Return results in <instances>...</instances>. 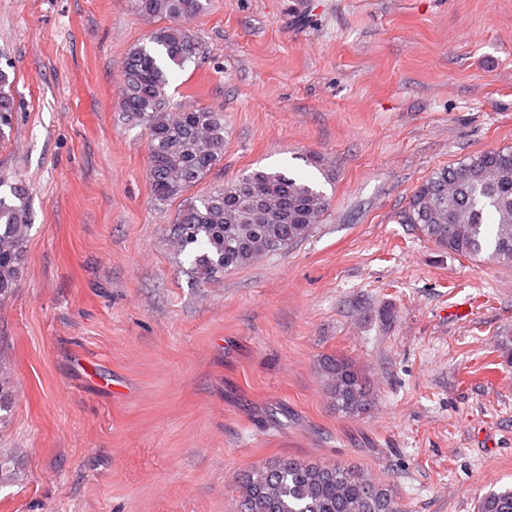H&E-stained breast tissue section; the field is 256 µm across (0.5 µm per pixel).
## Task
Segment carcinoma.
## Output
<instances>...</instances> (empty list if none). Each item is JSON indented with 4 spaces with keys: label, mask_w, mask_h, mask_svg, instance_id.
Segmentation results:
<instances>
[{
    "label": "carcinoma",
    "mask_w": 512,
    "mask_h": 512,
    "mask_svg": "<svg viewBox=\"0 0 512 512\" xmlns=\"http://www.w3.org/2000/svg\"><path fill=\"white\" fill-rule=\"evenodd\" d=\"M205 2L134 0L140 15L173 22L129 48L121 99L128 120L148 132L147 172L161 203L199 184L224 156V113L175 105L167 93L171 65L197 58L198 42L183 23ZM14 112L9 74L0 67V133L11 127ZM327 206L311 182L254 170L185 199L174 222V248L197 278L210 280L303 239ZM402 223L460 256L486 253L512 266V146L433 172L412 194ZM28 229L26 187L0 179V300L16 285ZM321 369L336 412L356 417L371 409L359 368L329 356ZM10 401L11 380L0 370V421ZM238 489L239 512H403L388 484L355 466L285 458L247 471ZM478 512H512V486L483 495Z\"/></svg>",
    "instance_id": "carcinoma-1"
}]
</instances>
